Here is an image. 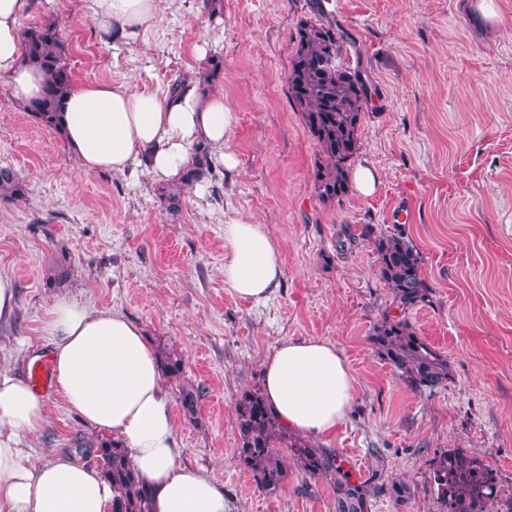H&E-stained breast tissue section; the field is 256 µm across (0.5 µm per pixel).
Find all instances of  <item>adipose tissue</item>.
<instances>
[{"label": "adipose tissue", "instance_id": "1", "mask_svg": "<svg viewBox=\"0 0 512 512\" xmlns=\"http://www.w3.org/2000/svg\"><path fill=\"white\" fill-rule=\"evenodd\" d=\"M113 41L151 44L159 0H91ZM29 0H0V77L15 101L37 97L43 77L21 62L19 21ZM63 137L84 171H121L141 165L172 181L206 143L214 163L238 170L224 144L234 115L223 97L187 85L178 95L129 91L109 84L71 87L65 96ZM224 281L236 295L257 302L277 287L282 263L261 225L224 226ZM53 339L54 389L96 430L118 438L132 464L153 488V512H231L210 477L180 467L179 444L160 359L142 329L114 309L60 301L43 324ZM262 390L288 430L322 437L342 423L354 379L343 354L317 338L284 340L263 366ZM48 420V407L29 383L0 370V512H109L112 486L100 469L66 453L29 464L22 443Z\"/></svg>", "mask_w": 512, "mask_h": 512}]
</instances>
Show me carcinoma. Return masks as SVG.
<instances>
[{
  "label": "carcinoma",
  "instance_id": "obj_1",
  "mask_svg": "<svg viewBox=\"0 0 512 512\" xmlns=\"http://www.w3.org/2000/svg\"><path fill=\"white\" fill-rule=\"evenodd\" d=\"M22 58L43 76L41 94L26 104V111L56 133L63 127V100L73 85L65 41L53 23L27 27L20 32ZM341 33L329 20L299 23L298 38L286 77L288 98L299 112L319 147L314 164V190L324 202L345 196L349 169L360 149L359 134L369 87L355 68L337 61ZM213 175L209 148L199 144L179 180L160 189L171 211L178 210L181 195ZM25 182L9 167H0V202L25 198ZM374 243L379 280L389 289L391 302L373 327L371 341L377 354L418 390L448 385V357L418 336L409 320L411 310L430 302L431 288L423 277L421 253L398 227L394 230L364 229ZM162 373L180 380L182 358L159 350ZM179 401L185 415L193 417L202 395L199 387L181 384ZM238 433L237 462L250 474L256 487L268 494L281 489L288 477L286 458L295 459L312 478H326L333 488L335 512H368L369 500L382 495L400 505L411 497L410 486L401 480L378 481L377 470L362 481H352L340 455L318 448L292 434L265 401L261 385L243 390L235 403ZM83 455L94 454L102 473L112 483L111 512H151L150 484L134 469L129 452L116 441H102L96 448L78 445ZM429 492L441 512H487L488 504L501 496V485L480 459L459 448L443 450L427 469Z\"/></svg>",
  "mask_w": 512,
  "mask_h": 512
}]
</instances>
